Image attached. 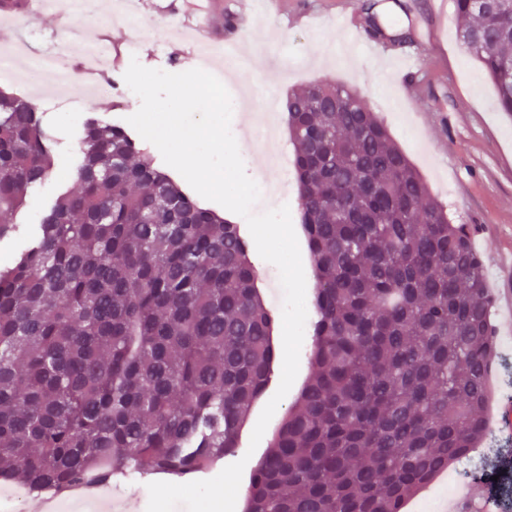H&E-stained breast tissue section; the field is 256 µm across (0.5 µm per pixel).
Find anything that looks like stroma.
I'll return each instance as SVG.
<instances>
[{
  "label": "stroma",
  "mask_w": 512,
  "mask_h": 512,
  "mask_svg": "<svg viewBox=\"0 0 512 512\" xmlns=\"http://www.w3.org/2000/svg\"><path fill=\"white\" fill-rule=\"evenodd\" d=\"M369 0H279L273 15L249 14L245 0H223L224 17L216 25H200L202 37H231L249 27L253 47L247 67L237 81L227 82L233 103L244 94L259 97L272 91L277 111H284L289 91L316 81H335L359 89L369 108L388 126L394 142L427 182L432 194L445 205L452 223L467 225L479 238L475 244L487 276L492 304V322L500 352L512 358V310L506 301L512 295V267L498 264L497 256L512 253V117L497 107L496 92L479 63L459 44L461 25L452 0L435 11L433 0H370L372 12L385 35L390 57L365 53L360 39L369 33L363 6ZM104 11L103 0H89L87 14L73 17L71 28L81 32V41L64 38L57 13L33 7L30 18L0 19V43L16 49L20 59L61 51L66 59L81 55L82 44L97 40L96 21ZM429 27L441 50L431 53L410 37L416 26ZM284 52L302 62L301 70L282 71L275 62ZM408 53L414 59L410 71L395 69L393 54ZM139 62L148 68L183 72L194 62L188 46L173 38L163 44H143ZM418 90L408 98L407 88ZM69 101L47 108L45 122L57 143L55 165L49 180L31 189L17 231L0 241V264L10 263L22 251L38 224L45 206L69 184L78 160V131L86 113L127 118L139 106L138 97L122 100L113 108L110 100L85 90L75 80ZM231 130L250 177L261 172L258 114L254 110L234 112ZM300 366L291 391L279 403L258 444L250 438L257 420L276 385H269L253 405L241 431L236 457H247L236 506L244 508L251 475L267 452L289 406L309 376V353L301 351ZM476 455L486 458L487 472L500 475L497 492L502 512H512V443L492 448L481 444ZM478 480L456 478L446 472L434 479L404 512H461L467 498L481 494Z\"/></svg>",
  "instance_id": "35a3bbf8"
}]
</instances>
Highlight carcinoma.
I'll return each mask as SVG.
<instances>
[{
	"instance_id": "obj_1",
	"label": "carcinoma",
	"mask_w": 512,
	"mask_h": 512,
	"mask_svg": "<svg viewBox=\"0 0 512 512\" xmlns=\"http://www.w3.org/2000/svg\"><path fill=\"white\" fill-rule=\"evenodd\" d=\"M458 38L512 113V0H454ZM314 270L310 375L253 471L244 512H403L482 469L501 362L481 257L360 94H288ZM74 186L0 267V480L189 477L239 447L273 375L276 318L241 225L203 206L117 121L82 124ZM54 144L0 90V240Z\"/></svg>"
}]
</instances>
